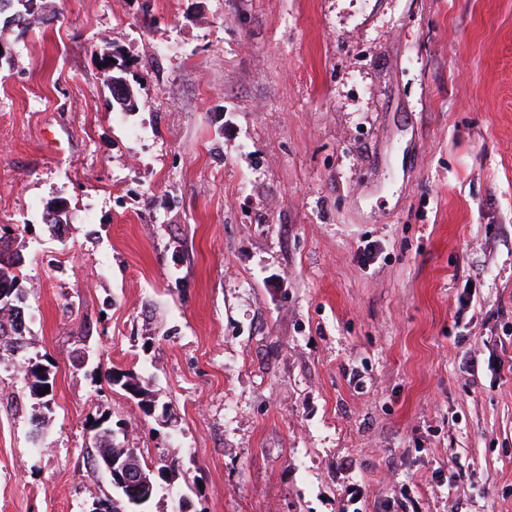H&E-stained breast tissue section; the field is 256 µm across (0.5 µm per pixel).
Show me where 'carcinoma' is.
<instances>
[{
    "instance_id": "carcinoma-1",
    "label": "carcinoma",
    "mask_w": 512,
    "mask_h": 512,
    "mask_svg": "<svg viewBox=\"0 0 512 512\" xmlns=\"http://www.w3.org/2000/svg\"><path fill=\"white\" fill-rule=\"evenodd\" d=\"M21 5L9 19V22L26 30L38 20L33 7V0H0V13L12 3ZM112 107L121 111L130 112L135 104L132 99L130 87L121 75H113L110 79ZM16 238L9 233L0 235V361L9 359L14 361L24 349L25 324L24 308L25 294L19 288L21 274V256L19 250L14 248ZM22 380L27 388L30 398L38 401L44 408H49V394L44 392L48 386L43 377L40 365L28 361L20 365ZM111 384L121 388L134 387L140 393L139 405L153 401L154 390L150 379L138 377L133 374H122L111 379ZM97 432L94 436V456L92 462L95 467L103 470L112 459L133 456L139 462L143 471L145 484L141 491L144 501L136 508V512H145V508L152 501L159 484L155 473L148 467L139 449L128 444L120 445L112 438V428L100 422L95 425ZM108 503L107 512H130L129 502L123 491L112 488V496L105 497Z\"/></svg>"
}]
</instances>
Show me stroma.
<instances>
[{"mask_svg":"<svg viewBox=\"0 0 512 512\" xmlns=\"http://www.w3.org/2000/svg\"><path fill=\"white\" fill-rule=\"evenodd\" d=\"M35 11L0 23V226L55 384L37 451L0 364V512L111 494L102 415L177 462L147 512H512V0ZM126 80L121 75H112L110 79V90L112 95V108L117 107L120 111L130 112L134 109L135 104L132 99L130 87L126 85ZM121 87L122 94L116 95V88ZM110 381L112 385H120L122 389L135 387L136 390L141 395V398L138 400V403L145 412L146 409L143 407V405L151 403L153 401V398L155 397L154 390L151 389L152 383L149 378L141 376L138 377L133 374H122L116 376L115 378L113 377L112 379H110Z\"/></svg>","mask_w":512,"mask_h":512,"instance_id":"1","label":"stroma"}]
</instances>
